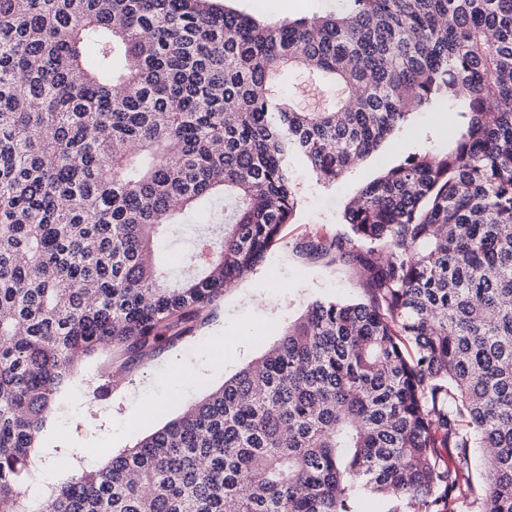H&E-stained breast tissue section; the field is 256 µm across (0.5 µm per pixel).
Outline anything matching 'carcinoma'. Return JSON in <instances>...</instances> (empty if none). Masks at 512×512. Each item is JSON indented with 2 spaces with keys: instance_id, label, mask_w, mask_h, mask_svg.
Masks as SVG:
<instances>
[{
  "instance_id": "obj_1",
  "label": "carcinoma",
  "mask_w": 512,
  "mask_h": 512,
  "mask_svg": "<svg viewBox=\"0 0 512 512\" xmlns=\"http://www.w3.org/2000/svg\"><path fill=\"white\" fill-rule=\"evenodd\" d=\"M268 24L216 0H0V512H512V0H343ZM307 71L342 96L309 111ZM464 117L315 228L364 298L316 300L259 359L104 466L27 500L55 396L103 349L206 324L299 204L408 116ZM205 212L182 279L159 240ZM495 450L482 486L470 449Z\"/></svg>"
}]
</instances>
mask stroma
<instances>
[{
  "label": "stroma",
  "mask_w": 512,
  "mask_h": 512,
  "mask_svg": "<svg viewBox=\"0 0 512 512\" xmlns=\"http://www.w3.org/2000/svg\"><path fill=\"white\" fill-rule=\"evenodd\" d=\"M338 5L339 0H231L232 8L267 23L333 11ZM457 130L458 116L448 110L412 114L377 152L333 185L319 182L305 167H293L300 200L295 220L252 275L225 292L211 321L153 358L124 364L116 353L104 351L77 367L57 394L39 437L33 476H54L53 482L42 483V494L50 495L90 466L105 465L179 418L259 358L312 301L361 299L351 267L307 260L299 253L300 244L312 227L331 234L342 230L344 207L366 182L408 155L447 153ZM219 343L224 346L220 363L211 359ZM76 413L81 419L75 423L71 417Z\"/></svg>",
  "instance_id": "stroma-1"
}]
</instances>
